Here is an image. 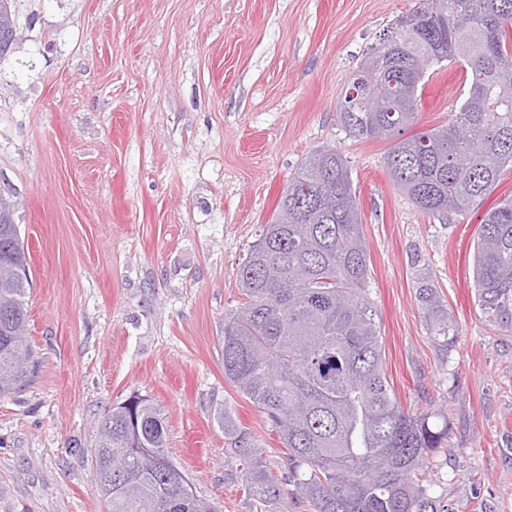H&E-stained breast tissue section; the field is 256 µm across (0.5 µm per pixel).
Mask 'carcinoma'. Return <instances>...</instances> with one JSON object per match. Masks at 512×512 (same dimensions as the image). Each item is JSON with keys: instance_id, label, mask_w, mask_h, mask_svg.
<instances>
[{"instance_id": "carcinoma-1", "label": "carcinoma", "mask_w": 512, "mask_h": 512, "mask_svg": "<svg viewBox=\"0 0 512 512\" xmlns=\"http://www.w3.org/2000/svg\"><path fill=\"white\" fill-rule=\"evenodd\" d=\"M13 0H0V30L15 31ZM420 26L370 48L336 106L356 139L390 143L385 165L394 186L427 216H464L512 166V74L495 66L512 56V0H417ZM471 72L448 124L407 136L425 75L414 61L432 52ZM390 96L373 109L376 87ZM0 396L20 389L33 367L25 334L28 263L18 225L0 223ZM370 257L356 189L334 148L311 152L295 168L272 220L239 264L243 301L224 315L218 337L224 379L265 415L284 448L291 499L309 512H445L424 487V463L448 440V411L411 414L385 370L380 319L367 294ZM476 302L488 321L512 330V198L488 210L473 257ZM416 300L429 336L446 351L457 331L428 268L416 276ZM97 425L90 463L98 477L112 457L127 459L99 489L109 512H216L198 498L167 452L166 416L132 394ZM224 455L240 462L248 497L266 507L281 488L252 432L230 405L217 414Z\"/></svg>"}]
</instances>
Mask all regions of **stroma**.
I'll return each mask as SVG.
<instances>
[{
  "instance_id": "stroma-1",
  "label": "stroma",
  "mask_w": 512,
  "mask_h": 512,
  "mask_svg": "<svg viewBox=\"0 0 512 512\" xmlns=\"http://www.w3.org/2000/svg\"><path fill=\"white\" fill-rule=\"evenodd\" d=\"M412 0H16L0 60V193L32 281L28 385L0 396V512H107L86 460L95 422L138 393L168 454L218 512H261L224 455L232 405L276 478L281 445L224 378L217 338L236 269L308 153L341 152L359 198L386 374L405 410L446 408L425 486L448 512H512V331L475 302L473 239L512 168L462 217L392 184L387 141L350 138L336 105ZM470 84L428 66L415 131L447 124ZM429 267L455 321L428 335ZM416 276V300L420 305L429 336L442 350L453 347L457 331L448 316V308L439 294L428 268L418 270Z\"/></svg>"
}]
</instances>
